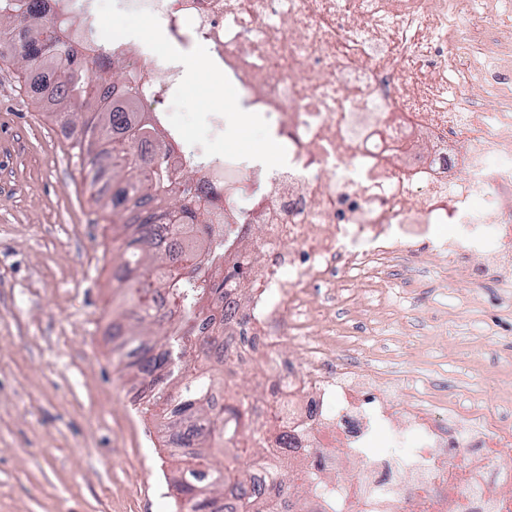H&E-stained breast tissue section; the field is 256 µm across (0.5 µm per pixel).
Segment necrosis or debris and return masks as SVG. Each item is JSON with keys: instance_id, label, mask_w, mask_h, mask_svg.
Listing matches in <instances>:
<instances>
[{"instance_id": "1", "label": "necrosis or debris", "mask_w": 512, "mask_h": 512, "mask_svg": "<svg viewBox=\"0 0 512 512\" xmlns=\"http://www.w3.org/2000/svg\"><path fill=\"white\" fill-rule=\"evenodd\" d=\"M155 13L181 51L204 45L261 114L288 164L266 169L178 143L172 168L196 172L212 224L260 225L261 264L236 234L240 265L224 321L231 362L262 374L247 400L244 441L264 447L249 489L269 512H512V417L485 407L482 388L459 398L426 382L395 405L392 378L366 370L359 311L342 285L391 300L428 284L417 252L466 285L512 298V41L497 36L503 0H120ZM181 70L136 51L113 93L165 111ZM472 96L450 97L455 84ZM494 88L493 104L478 90ZM247 197L245 211L236 202ZM448 236H441V228ZM386 453L372 454L374 444Z\"/></svg>"}]
</instances>
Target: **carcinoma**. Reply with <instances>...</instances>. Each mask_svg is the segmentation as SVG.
<instances>
[{"label": "carcinoma", "instance_id": "cac0c4a2", "mask_svg": "<svg viewBox=\"0 0 512 512\" xmlns=\"http://www.w3.org/2000/svg\"><path fill=\"white\" fill-rule=\"evenodd\" d=\"M48 12L47 0H0V40L24 24L26 35L15 47L19 62L51 74L57 111L72 116L75 107H86L87 131L108 144L113 209L126 213L119 281L134 314L122 332L135 345L125 368L152 379L146 407L166 411L165 430L192 449L168 479L174 512H211L213 501L235 493L236 512H263L256 495L246 492L248 469L234 464L247 453L236 447L248 420L245 405L231 400L218 410L213 400L214 389L224 388L229 356L212 332L224 324V282L240 268H224V241L212 234L208 210L192 203V183L169 167L172 145L161 143L149 157L135 150L154 130L136 97L112 99L88 72L91 49L72 41ZM145 199L155 201L169 223L156 224L154 214L142 212Z\"/></svg>", "mask_w": 512, "mask_h": 512}]
</instances>
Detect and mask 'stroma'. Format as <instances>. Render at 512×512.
I'll return each mask as SVG.
<instances>
[{"instance_id": "stroma-1", "label": "stroma", "mask_w": 512, "mask_h": 512, "mask_svg": "<svg viewBox=\"0 0 512 512\" xmlns=\"http://www.w3.org/2000/svg\"><path fill=\"white\" fill-rule=\"evenodd\" d=\"M62 121L0 46V512H173L172 459L111 335L122 296L110 174L92 164V139L58 133ZM465 292L447 280L384 318L374 362L460 396L482 386L493 412L512 302L488 288L471 310ZM434 313L448 330L424 365Z\"/></svg>"}]
</instances>
